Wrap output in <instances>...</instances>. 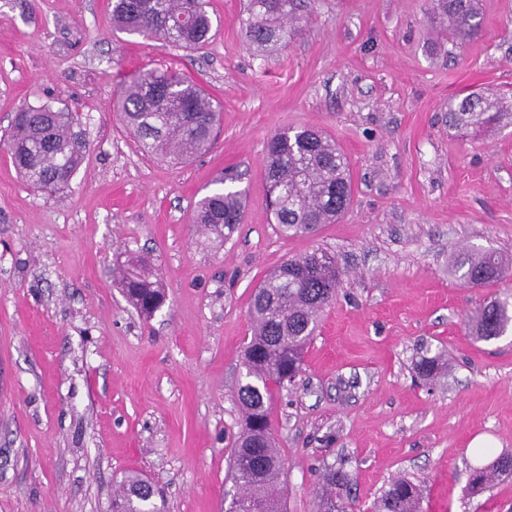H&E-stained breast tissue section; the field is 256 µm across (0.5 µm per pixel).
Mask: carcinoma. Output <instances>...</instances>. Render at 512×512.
Listing matches in <instances>:
<instances>
[{
    "label": "carcinoma",
    "mask_w": 512,
    "mask_h": 512,
    "mask_svg": "<svg viewBox=\"0 0 512 512\" xmlns=\"http://www.w3.org/2000/svg\"><path fill=\"white\" fill-rule=\"evenodd\" d=\"M297 0H247L245 31L249 46L265 52L288 38L298 21ZM432 18L441 20L451 42L479 35L478 0H431ZM112 21L118 30L142 37H161L186 49H199L212 38L208 0H113ZM118 112L139 148L148 156L178 164L213 148L219 112L196 83L172 71L146 70L113 92ZM501 103L470 94L448 104L453 129H480L497 123ZM70 112L48 104L15 113L6 147L19 173L34 188L57 194L70 187L85 161V146L74 130ZM235 178L225 174L222 190L195 202L193 223L207 237L230 239L243 220L242 194ZM263 191L274 223L284 235L307 233L333 224L352 198V178L344 153L328 136L305 127L277 131L267 144ZM463 277L472 284L501 280L512 273V260L495 251H474L462 261ZM117 274L127 300L150 317L165 301V290L147 264L131 257ZM341 272L329 251L316 249L291 259L270 273L255 290L250 306L252 336L245 347L244 382L237 401L242 429L230 456V476L239 495L228 512H287L282 487V457L272 435L269 406L274 391L290 384L301 371L302 355L313 337L321 312L335 297ZM512 324V301L486 300L471 320L472 334L482 341L503 335ZM415 368L432 381L440 357L423 356ZM468 487L478 495L502 478L512 477V454L498 455L489 465L471 469ZM353 481L344 465L326 468L319 476L321 492L313 512H351L346 497ZM151 483L137 475L125 477L112 501L113 512H161L152 502ZM420 486L397 477L373 504V512H420Z\"/></svg>",
    "instance_id": "cac0c4a2"
}]
</instances>
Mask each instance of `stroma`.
<instances>
[{
    "label": "stroma",
    "mask_w": 512,
    "mask_h": 512,
    "mask_svg": "<svg viewBox=\"0 0 512 512\" xmlns=\"http://www.w3.org/2000/svg\"><path fill=\"white\" fill-rule=\"evenodd\" d=\"M301 3L290 41L256 54L245 0H210L198 51L115 31L112 0H0V141L22 106L49 104L77 112L86 146L50 196L0 144V512H112L131 474L163 512H225L252 294L318 248L338 261L336 298L270 406L288 512H312L340 463L364 512L400 475L422 512H512V479L468 492L471 468L512 453V332L469 330L512 276L472 286L456 268L471 251L512 257V117L448 126L470 94L512 109V0H481L480 34L456 45L427 0ZM150 69L217 105L208 154L173 165L139 150L112 95ZM289 126L331 136L353 197L339 223L286 237L262 181L267 142ZM228 169L245 216L213 244L191 215ZM129 254L165 289L148 320L112 276ZM437 354L448 372L424 384L414 363Z\"/></svg>",
    "instance_id": "1"
}]
</instances>
